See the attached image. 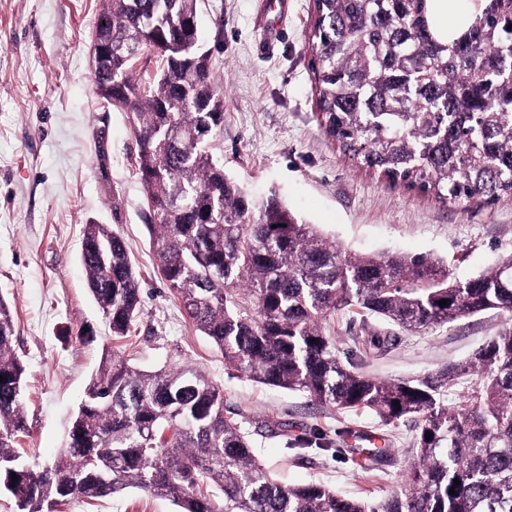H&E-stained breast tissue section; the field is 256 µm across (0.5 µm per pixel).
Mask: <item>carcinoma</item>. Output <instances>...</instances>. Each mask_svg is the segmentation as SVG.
Returning a JSON list of instances; mask_svg holds the SVG:
<instances>
[{
	"mask_svg": "<svg viewBox=\"0 0 512 512\" xmlns=\"http://www.w3.org/2000/svg\"><path fill=\"white\" fill-rule=\"evenodd\" d=\"M198 6L102 0L93 27L112 45L94 82L112 85V106L134 119L161 279L226 367L387 425L411 418L414 460L378 503L315 482L286 486L258 460L243 421L224 416V389L205 373L146 371L112 352L58 459L32 463L21 451L26 366L1 295L0 495L12 512H61L72 499L131 489L179 512H512L511 327L466 362L412 380L346 366L327 329L340 311L382 319L394 330L358 344L383 354L397 330L488 310L512 316V255L461 280L429 255L348 253L277 194H248L208 149L222 131L224 96L213 62L193 53ZM510 24L512 0H472L448 32L432 0H314L306 43L325 134L361 167L441 203L464 209L512 198ZM144 54L159 62L148 83L133 75ZM81 263L113 337H126L142 296L125 242L106 224H87ZM464 377L468 394L444 403Z\"/></svg>",
	"mask_w": 512,
	"mask_h": 512,
	"instance_id": "cac0c4a2",
	"label": "carcinoma"
}]
</instances>
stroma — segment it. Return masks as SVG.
<instances>
[{"mask_svg":"<svg viewBox=\"0 0 512 512\" xmlns=\"http://www.w3.org/2000/svg\"><path fill=\"white\" fill-rule=\"evenodd\" d=\"M100 0H0V293L15 316V349L27 366L24 410L30 457L54 459L69 419L106 350L146 369L192 365L224 389L227 410L252 422L287 421L288 432L254 436L258 458L286 484L322 483L369 501L387 497L413 459V422L312 401L226 368L191 324L166 283L147 228L136 173L131 113L105 107L90 67ZM313 0H201L199 38L216 64L224 131L213 155L251 193L275 191L293 213L339 247L367 254H426L465 279L512 254V199L460 209L378 178L328 138L312 90L305 42ZM120 235L141 282L142 306L129 338L114 339L79 261L86 224ZM343 362L385 380L412 379L465 361L505 327L489 310L419 334L372 357L356 343L382 321L338 313L329 321ZM364 431L382 440L389 461L369 470L358 452ZM308 433L326 450L303 448ZM63 512H177L168 500L131 490Z\"/></svg>","mask_w":512,"mask_h":512,"instance_id":"obj_1","label":"stroma"}]
</instances>
